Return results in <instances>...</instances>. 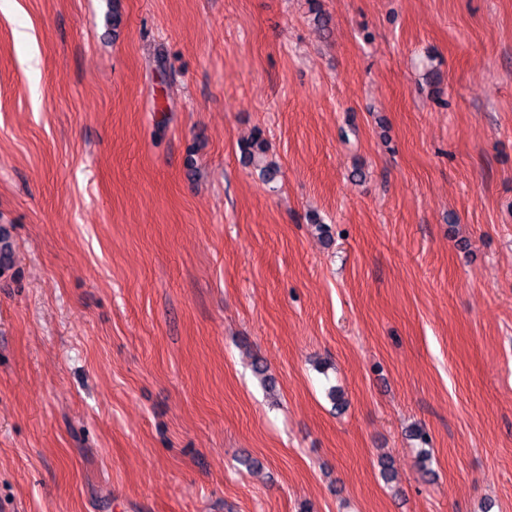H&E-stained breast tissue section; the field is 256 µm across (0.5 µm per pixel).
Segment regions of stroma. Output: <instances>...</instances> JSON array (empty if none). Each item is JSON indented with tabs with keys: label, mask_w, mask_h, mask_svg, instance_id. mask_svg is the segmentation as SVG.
<instances>
[{
	"label": "stroma",
	"mask_w": 512,
	"mask_h": 512,
	"mask_svg": "<svg viewBox=\"0 0 512 512\" xmlns=\"http://www.w3.org/2000/svg\"><path fill=\"white\" fill-rule=\"evenodd\" d=\"M0 229V512H512V0H0ZM241 158L245 165L259 170L266 183L277 180L280 170L272 160L268 159V146L261 131H257L250 139L240 143Z\"/></svg>",
	"instance_id": "35a3bbf8"
}]
</instances>
